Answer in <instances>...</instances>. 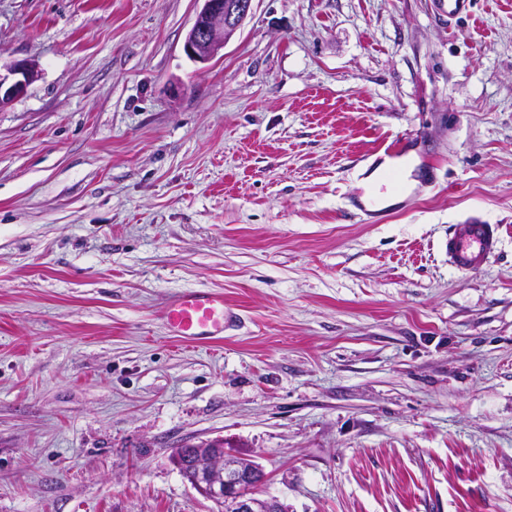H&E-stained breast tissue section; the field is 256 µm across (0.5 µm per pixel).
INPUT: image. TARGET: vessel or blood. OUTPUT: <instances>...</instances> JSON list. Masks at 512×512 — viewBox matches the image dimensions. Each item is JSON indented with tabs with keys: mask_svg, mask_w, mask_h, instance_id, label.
<instances>
[{
	"mask_svg": "<svg viewBox=\"0 0 512 512\" xmlns=\"http://www.w3.org/2000/svg\"><path fill=\"white\" fill-rule=\"evenodd\" d=\"M497 225L470 222L448 228V264L457 272L470 273L485 265L499 251ZM231 321L224 295L214 290L175 294L164 310L171 336L184 341H206L223 336Z\"/></svg>",
	"mask_w": 512,
	"mask_h": 512,
	"instance_id": "b4317fda",
	"label": "vessel or blood"
}]
</instances>
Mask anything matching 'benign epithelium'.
Wrapping results in <instances>:
<instances>
[{"mask_svg":"<svg viewBox=\"0 0 512 512\" xmlns=\"http://www.w3.org/2000/svg\"><path fill=\"white\" fill-rule=\"evenodd\" d=\"M253 0H202L189 28L183 49L195 62L213 59L241 29L252 13ZM38 68L29 61H17L0 73V108L23 96L37 79ZM174 465L188 473L190 485L203 497L224 505V512H288L276 497H259L253 486L264 474L255 461L243 467L238 458L226 455L223 439L182 448Z\"/></svg>","mask_w":512,"mask_h":512,"instance_id":"1","label":"benign epithelium"}]
</instances>
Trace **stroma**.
<instances>
[{
  "mask_svg": "<svg viewBox=\"0 0 512 512\" xmlns=\"http://www.w3.org/2000/svg\"><path fill=\"white\" fill-rule=\"evenodd\" d=\"M200 7L0 0V512H218L171 460L215 437L288 512H512V0H255L206 63ZM196 289L223 338L167 331ZM37 77L38 68L29 61L10 64L6 74H2L0 67V108L23 96ZM499 243L496 224H452L446 241L448 264L461 274L470 273L497 255ZM231 317L223 293L194 290L172 296L163 319L171 336L184 341H206L224 336Z\"/></svg>",
  "mask_w": 512,
  "mask_h": 512,
  "instance_id": "1",
  "label": "stroma"
}]
</instances>
